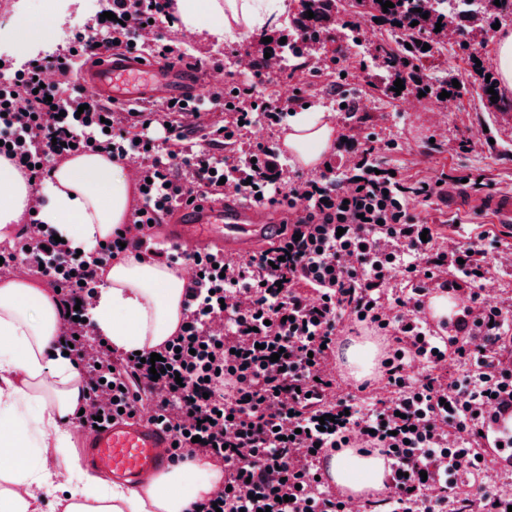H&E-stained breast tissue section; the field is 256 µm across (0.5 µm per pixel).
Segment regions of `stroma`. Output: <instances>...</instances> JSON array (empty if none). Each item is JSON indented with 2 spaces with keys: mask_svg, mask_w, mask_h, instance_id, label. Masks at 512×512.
<instances>
[{
  "mask_svg": "<svg viewBox=\"0 0 512 512\" xmlns=\"http://www.w3.org/2000/svg\"><path fill=\"white\" fill-rule=\"evenodd\" d=\"M74 7L81 11L78 23L62 19L60 28L70 37L57 41L53 51L62 53L69 44L89 34L111 39L112 31L101 28L99 19L109 11L111 0H100L96 10L85 11L83 0ZM512 29V18L500 19L498 26H485L480 35L462 50L457 38H449L445 49L436 51L424 63L423 82L438 84L445 76H454L460 84L454 99L445 100L432 93L419 96L414 88L394 95L371 84L378 71L374 57L376 44L390 38L389 26L367 20L363 26L366 45L363 52H354L342 26H335L315 44L301 65L267 73L255 79L252 69H230L231 57L244 53L250 37L234 43H218L177 29L173 20L153 27L154 40H163L180 47L187 61L200 64L208 71L220 70L225 81L255 84L265 98H279L282 89L295 91L291 112L301 111L306 103L329 108L337 132L357 140L378 139L382 149L380 163L393 169L409 182L437 180L453 187L456 177L470 176L482 183L486 192H512V121L499 111L486 106L480 85L484 70L493 66V48L499 29ZM370 101L371 106L354 112L341 111L342 101ZM420 211L434 235V250H443L447 243L462 244L485 235L502 242L499 252L489 254L486 263L491 278L500 287L512 290V226L500 224L488 214H479L465 207H451L447 200L433 198Z\"/></svg>",
  "mask_w": 512,
  "mask_h": 512,
  "instance_id": "stroma-1",
  "label": "stroma"
}]
</instances>
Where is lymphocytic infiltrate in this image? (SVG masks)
I'll list each match as a JSON object with an SVG mask.
<instances>
[{"label": "lymphocytic infiltrate", "instance_id": "obj_1", "mask_svg": "<svg viewBox=\"0 0 512 512\" xmlns=\"http://www.w3.org/2000/svg\"><path fill=\"white\" fill-rule=\"evenodd\" d=\"M167 3L145 0L143 13L133 16L128 0H112L114 33L126 37L148 27L167 15ZM46 68L26 63L0 86V155L38 182L48 159L75 149L120 160L138 155L135 209L143 218L90 259L48 234L32 237L29 225H21L15 248L0 252V275L21 263L40 270L59 304L72 306L91 295L104 266L127 250L170 265L185 260L197 270L185 290L188 315L158 350L167 365L160 378L140 356L105 344L98 359L86 358L87 324L64 318L62 338L83 365L88 402L98 405L97 414L78 416V425L90 429L96 418L136 412L150 398L181 455L224 463L225 489L193 503L191 512H342L343 495L318 477L319 457L347 444L388 460V492L368 501L369 512H462L451 495L460 460L481 468L488 419L512 418V306L485 300L479 285L492 243L481 238L434 253L406 200L430 201L436 185L408 186L389 171H375L372 139L343 180L324 172L301 180L296 193L281 189L279 145L259 143L247 157L215 159L212 147L234 145L256 118L287 112V103L259 98L254 86L237 85L228 100L212 94L213 103L231 102V121L213 130L208 150L180 155L185 120L198 104L120 112L88 105L61 86L39 87ZM156 122L169 126L166 144L137 137L136 128ZM208 193L259 197L297 208L298 216L283 224L277 247L244 261L148 242L151 224L162 223L171 203ZM397 271L412 288L396 300L401 314L391 317L382 288ZM435 287L459 291L470 305L454 320L447 344L425 317ZM347 317L390 338L382 377L396 396L366 410L355 396H331V361ZM455 358L467 360L468 375L448 373ZM415 361L430 374L411 375Z\"/></svg>", "mask_w": 512, "mask_h": 512}]
</instances>
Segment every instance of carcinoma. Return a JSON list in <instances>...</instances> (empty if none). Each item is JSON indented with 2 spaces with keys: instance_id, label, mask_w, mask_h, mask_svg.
<instances>
[{
  "instance_id": "cac0c4a2",
  "label": "carcinoma",
  "mask_w": 512,
  "mask_h": 512,
  "mask_svg": "<svg viewBox=\"0 0 512 512\" xmlns=\"http://www.w3.org/2000/svg\"><path fill=\"white\" fill-rule=\"evenodd\" d=\"M500 5H495V2ZM394 7L387 10L376 0H301V10L291 20V24L297 32L296 38L283 44L278 39L266 44L267 52L277 53L281 58L301 59L306 48L320 41L322 35L332 29L338 16L352 9L356 14H367L373 18L382 20L390 25V28L403 31L405 38L395 44L384 41L375 47V56L380 62L383 73L379 76V82L385 91H391L396 79L403 83L411 82L421 91H426L428 85L420 82L419 72L422 61L433 53L435 43L429 36L435 34L436 23H441L440 34H445L448 29V15L439 12L434 4L442 0H391ZM312 11L314 17H306V11ZM428 18H422L423 14ZM512 15V0H482V9L469 22L465 30L471 32L492 17ZM418 25L411 26L412 22ZM400 26H395V23ZM430 45V49L422 50L423 45Z\"/></svg>"
}]
</instances>
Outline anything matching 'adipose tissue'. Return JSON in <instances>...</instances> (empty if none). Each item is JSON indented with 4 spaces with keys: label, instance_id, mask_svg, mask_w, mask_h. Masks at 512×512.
I'll list each match as a JSON object with an SVG mask.
<instances>
[{
    "label": "adipose tissue",
    "instance_id": "adipose-tissue-1",
    "mask_svg": "<svg viewBox=\"0 0 512 512\" xmlns=\"http://www.w3.org/2000/svg\"><path fill=\"white\" fill-rule=\"evenodd\" d=\"M291 0H170L182 30L204 39L238 41L267 29ZM55 17L21 23L7 36L23 57L45 48ZM335 128L323 115L299 114L283 145L307 169L332 146ZM132 182L123 162L78 152L54 166L41 188L0 157V242L10 240L28 212L85 252L126 226ZM184 270L127 254L102 273L93 327L118 352L158 348L184 318ZM62 320L54 299L27 277L0 281V512H40L44 495L62 491L61 512H188L224 484L221 468L194 457L136 485L111 482L85 469L74 452V415L85 407L80 368L58 344ZM58 457L63 471L46 465ZM344 492L383 489L387 465L379 454L346 448L329 463Z\"/></svg>",
    "mask_w": 512,
    "mask_h": 512
}]
</instances>
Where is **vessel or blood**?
I'll use <instances>...</instances> for the list:
<instances>
[{
	"label": "vessel or blood",
	"mask_w": 512,
	"mask_h": 512,
	"mask_svg": "<svg viewBox=\"0 0 512 512\" xmlns=\"http://www.w3.org/2000/svg\"><path fill=\"white\" fill-rule=\"evenodd\" d=\"M81 83L93 90L95 101L126 107L157 99L196 100L207 90L209 79L183 61L109 49L82 69ZM468 205L492 214L499 223H512L510 191L474 194ZM276 213L275 207L248 199H203L175 208L162 231L172 245L217 256L245 255L273 234ZM174 442L172 432L154 421L118 417L91 430L85 460L91 465L108 461L114 480L136 484L169 466Z\"/></svg>",
	"instance_id": "b4317fda"
}]
</instances>
